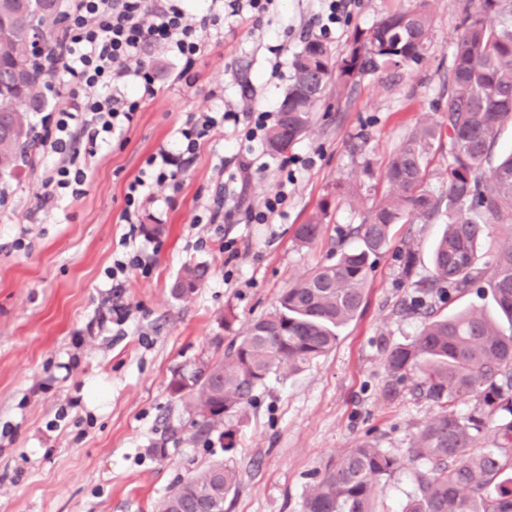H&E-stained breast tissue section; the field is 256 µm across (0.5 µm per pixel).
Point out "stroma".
Segmentation results:
<instances>
[{"label":"stroma","instance_id":"35a3bbf8","mask_svg":"<svg viewBox=\"0 0 512 512\" xmlns=\"http://www.w3.org/2000/svg\"><path fill=\"white\" fill-rule=\"evenodd\" d=\"M412 2L351 0L326 40L332 59L354 28ZM465 6L435 0L422 65L364 73L341 92L328 86L312 124L287 150L307 165L273 223H252L248 213L276 190L279 156L266 154V170L228 186L221 169L237 164L233 133L210 137L186 163L172 201L140 213L139 246L154 264L146 275L128 271L122 326L101 329L97 320L112 295L108 272L128 253L119 244L128 184L150 154L180 149L177 129L188 116L228 103L245 112L255 100L279 111L317 0H275L261 18H228L187 73L165 48L149 47L158 92L122 139L98 148L80 197L43 198L50 162L40 152L0 177V512H156L173 488L216 461L240 475L224 512H301L327 465L365 440L404 464L375 494L377 512H398L416 489L415 435L440 406L420 392L419 372L395 380L385 359L418 335L425 312L495 311L491 297L473 292L453 303L433 293L424 309L412 306L417 282L433 275L442 221L393 225L368 274L365 308L336 347L300 373L270 374L223 429L197 436L169 384L269 312L284 288L357 246L349 229L382 195L393 149L417 124L441 118L436 107ZM276 36L284 39L277 58L268 51ZM322 209L320 238L299 245L296 227ZM408 249L416 256L409 277L400 262ZM188 263L209 274L194 294L174 298L171 285ZM227 428L236 441L229 453Z\"/></svg>","mask_w":512,"mask_h":512}]
</instances>
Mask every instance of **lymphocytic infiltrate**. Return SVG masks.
<instances>
[{
  "mask_svg": "<svg viewBox=\"0 0 512 512\" xmlns=\"http://www.w3.org/2000/svg\"><path fill=\"white\" fill-rule=\"evenodd\" d=\"M274 0H207L205 13L197 15L183 0H71L56 45L52 71L66 96L55 111L41 120V144L51 168L43 184L47 198L78 197L88 175L78 167L80 155H95L108 139L122 137L137 112L157 90L146 60L147 46L161 43L192 66L205 47L209 26L217 24L218 12L230 7L232 15L243 11L262 14ZM272 112L253 105L240 114L225 110L221 116L202 114L190 118L179 135L182 153L158 149L146 160L147 168L129 183L122 219L127 226L124 243L136 242L139 210L144 202L157 200L161 191L177 189L186 156L195 154L201 141L222 128L236 125L241 142H262ZM85 147H78V138ZM297 158L284 159L276 191L261 207L251 211L257 224L282 213L288 187L296 181Z\"/></svg>",
  "mask_w": 512,
  "mask_h": 512,
  "instance_id": "f902f5d3",
  "label": "lymphocytic infiltrate"
}]
</instances>
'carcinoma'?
<instances>
[{"label": "carcinoma", "mask_w": 512, "mask_h": 512, "mask_svg": "<svg viewBox=\"0 0 512 512\" xmlns=\"http://www.w3.org/2000/svg\"><path fill=\"white\" fill-rule=\"evenodd\" d=\"M63 6V0H0V116L17 129L14 137L0 139V176L14 174L40 145L30 115L47 107L52 72L39 58L52 54ZM434 17V0H415L369 28L355 29L336 86L346 88L364 71L420 65ZM460 27L442 121L414 128L389 156L386 189L353 228L360 248L340 253L282 290L274 309L253 320L223 355L192 370L193 388L179 399L197 433L210 432L234 414L271 373H298L336 346L340 330L363 308L370 258L386 249L394 224L448 218L433 250L434 278L419 289L414 306H423L432 292L450 298L487 288L512 324V238L489 269L477 254L487 225L512 233V152L494 153L500 130L512 126V0H478ZM319 73L317 102L331 76L330 51L308 39L292 61L288 113H280L267 132L270 151L283 124L293 140L312 123L316 102L300 88ZM442 134L448 137V166L445 191L436 195L427 186V159ZM321 231L322 215L316 214L296 228L295 237L309 244ZM206 275L202 265L185 266L172 294L183 297L179 285H200ZM385 367L397 380L419 371L426 395L441 406L415 437L412 457L423 468L415 472L417 490L401 512H512V332H502L477 308L431 315L415 339L388 353ZM470 395L479 409L468 415L452 410L456 400ZM497 416L500 443L470 452L485 420ZM401 468L398 458L364 441L327 466L305 495L302 512H376L380 478ZM239 483L234 468L212 463L167 494L158 512H224L226 496Z\"/></svg>", "instance_id": "carcinoma-1"}]
</instances>
